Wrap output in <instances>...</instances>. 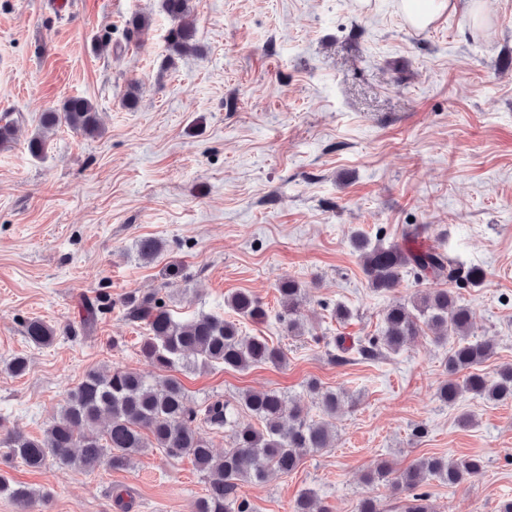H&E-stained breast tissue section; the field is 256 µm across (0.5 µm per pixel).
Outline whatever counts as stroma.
Here are the masks:
<instances>
[{
	"instance_id": "35a3bbf8",
	"label": "stroma",
	"mask_w": 512,
	"mask_h": 512,
	"mask_svg": "<svg viewBox=\"0 0 512 512\" xmlns=\"http://www.w3.org/2000/svg\"><path fill=\"white\" fill-rule=\"evenodd\" d=\"M75 2L0 0V116L17 125L0 150V429L41 436L90 368L154 378L139 353L146 325L121 301L155 293L176 318L223 315L287 356L179 371L196 400L273 389L318 420L308 382L341 397L332 447L290 475L240 484L252 512H293L306 491L328 512H357L365 498L401 512L389 483L364 480L377 463L397 476L422 457L468 455L483 456L482 475L429 479L434 512H498L512 499V400L439 401L448 348L427 335L375 360L331 356L379 335L393 301L444 287L410 274L391 294L368 286L353 235L388 246L414 225L454 263L484 269L483 287L457 294L475 338L495 344L481 372L512 364V0H485L477 27L458 12L421 30L395 0H200V50L168 71L159 0ZM138 13L153 18L140 45L125 34ZM72 96L95 104L101 135L63 126L32 156L41 114ZM143 237L162 242L156 260L138 257ZM283 277L306 291L299 336L280 322ZM237 291L260 298L263 320L227 307ZM103 294L113 306L86 329L83 308ZM339 305L348 320L334 318ZM33 318L54 326L52 345L28 343ZM16 354L31 360L26 375L4 366ZM0 476L40 493L30 512H118L117 489L129 512H195L207 488L190 457L155 448L133 468L89 473L0 454Z\"/></svg>"
}]
</instances>
